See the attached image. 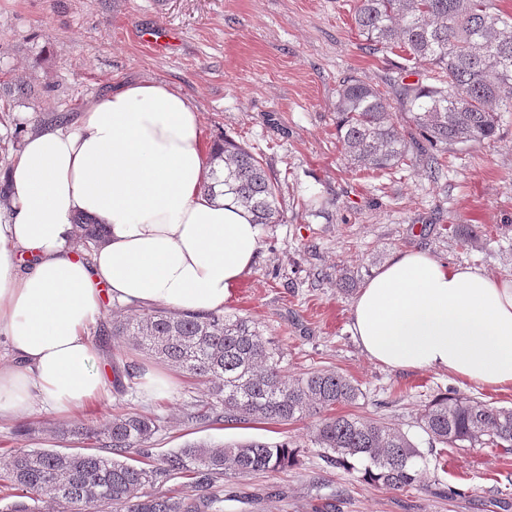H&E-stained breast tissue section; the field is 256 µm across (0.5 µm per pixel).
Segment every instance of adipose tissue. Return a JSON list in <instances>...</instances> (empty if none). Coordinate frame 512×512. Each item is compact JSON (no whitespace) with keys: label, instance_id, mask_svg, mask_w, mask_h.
I'll list each match as a JSON object with an SVG mask.
<instances>
[{"label":"adipose tissue","instance_id":"1","mask_svg":"<svg viewBox=\"0 0 512 512\" xmlns=\"http://www.w3.org/2000/svg\"><path fill=\"white\" fill-rule=\"evenodd\" d=\"M198 111L160 82L90 99L76 124L29 135L0 198V421L67 417L111 383L89 329L105 303L223 311L257 255L247 209L214 200ZM105 224L74 247L77 216ZM350 331L372 361L512 391V279L406 250L366 281Z\"/></svg>","mask_w":512,"mask_h":512}]
</instances>
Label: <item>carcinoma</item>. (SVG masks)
I'll return each instance as SVG.
<instances>
[{"label": "carcinoma", "instance_id": "carcinoma-1", "mask_svg": "<svg viewBox=\"0 0 512 512\" xmlns=\"http://www.w3.org/2000/svg\"><path fill=\"white\" fill-rule=\"evenodd\" d=\"M352 20L366 51L400 50L415 64L438 67L444 79L439 86L401 83L392 97L357 78L343 81L336 93V139L347 165L373 171L415 166L434 178L438 152L492 141L504 113L512 112V16L493 11L491 0H354ZM397 106L431 149L411 150L391 116ZM202 191L233 196L255 224L283 222L277 188L262 162L231 139L213 147ZM77 222L79 245L104 240L105 225L82 215ZM98 335L107 343H131L200 378L211 396L194 414L200 420L290 425L313 418L309 438L328 465L368 484L399 491L423 487L426 457L408 433L368 417L331 414L363 396L358 384L329 370L288 376L283 350L247 317L143 310L101 323ZM419 427L432 448L512 451V407L449 393L425 406ZM158 429L156 418L126 413L65 428L103 454L21 446L1 456L0 486L16 497L7 512H41L40 502L65 512H212L222 502L211 491L219 479L295 463L288 444L257 440L195 443L158 465L132 463L131 454L147 452ZM183 472L200 475L201 492L146 491L160 477Z\"/></svg>", "mask_w": 512, "mask_h": 512}]
</instances>
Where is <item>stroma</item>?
<instances>
[{
  "label": "stroma",
  "instance_id": "35a3bbf8",
  "mask_svg": "<svg viewBox=\"0 0 512 512\" xmlns=\"http://www.w3.org/2000/svg\"><path fill=\"white\" fill-rule=\"evenodd\" d=\"M353 0H0V80L25 81L31 94L0 99V185L20 150L16 132L31 134L74 122L91 98L134 81H161L197 107L206 146L231 138L261 156L279 184L284 219L260 227L257 257L224 305L247 316L284 351L291 376L339 372L364 396L336 407L427 437L417 418L437 395L454 392L497 407L512 392L464 384L443 372L397 371L370 361L350 330L357 285L393 253L429 252L512 279V113L496 140L445 152L436 180L418 168L354 170L336 142V89L353 76L388 90L429 83L434 69L391 53L370 54L352 21ZM165 34L156 52L142 32ZM111 364L166 370L177 387L147 399L140 386H114L109 401L75 414L98 423L122 413L148 414L161 429L149 461L189 443L288 442L297 466L224 476L223 512H512V454L497 448H452L428 458L424 487L395 491L354 480L327 465L309 441L311 419L288 426L236 428L195 419L205 388L184 371L125 343L103 349ZM64 418L45 412L0 421V453L16 448V430L35 428L33 448L84 447Z\"/></svg>",
  "mask_w": 512,
  "mask_h": 512
}]
</instances>
